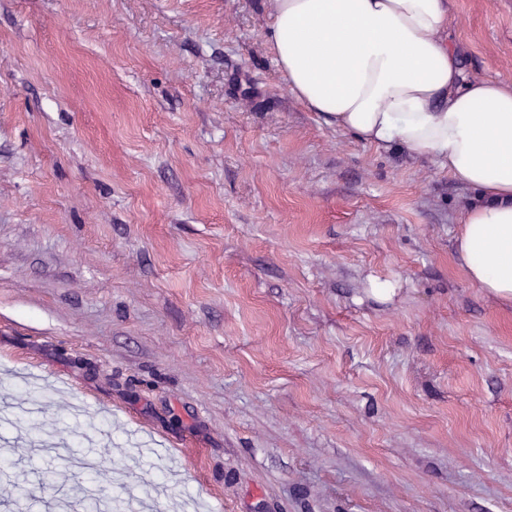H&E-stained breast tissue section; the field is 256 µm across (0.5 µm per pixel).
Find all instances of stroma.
Segmentation results:
<instances>
[{"label":"stroma","mask_w":512,"mask_h":512,"mask_svg":"<svg viewBox=\"0 0 512 512\" xmlns=\"http://www.w3.org/2000/svg\"><path fill=\"white\" fill-rule=\"evenodd\" d=\"M448 12L512 85V0ZM270 21L0 0V512H512L476 193L298 103Z\"/></svg>","instance_id":"35a3bbf8"}]
</instances>
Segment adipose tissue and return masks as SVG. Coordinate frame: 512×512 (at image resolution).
<instances>
[{
	"instance_id": "obj_1",
	"label": "adipose tissue",
	"mask_w": 512,
	"mask_h": 512,
	"mask_svg": "<svg viewBox=\"0 0 512 512\" xmlns=\"http://www.w3.org/2000/svg\"><path fill=\"white\" fill-rule=\"evenodd\" d=\"M293 97L357 141L435 158L478 191L457 239L469 279L512 301V86L465 78L447 0H267Z\"/></svg>"
}]
</instances>
